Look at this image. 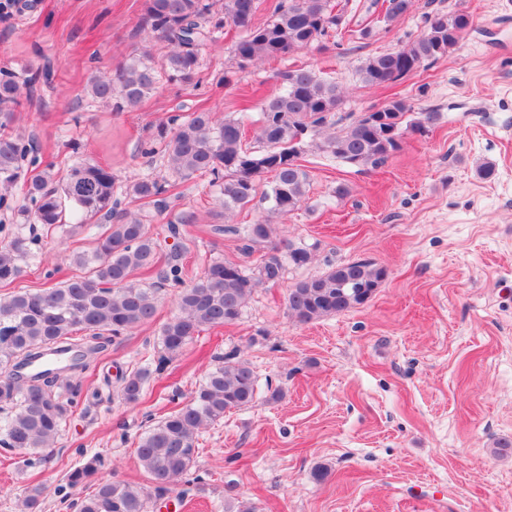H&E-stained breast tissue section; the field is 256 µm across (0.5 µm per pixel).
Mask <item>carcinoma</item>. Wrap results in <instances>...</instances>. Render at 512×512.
<instances>
[{
	"label": "carcinoma",
	"mask_w": 512,
	"mask_h": 512,
	"mask_svg": "<svg viewBox=\"0 0 512 512\" xmlns=\"http://www.w3.org/2000/svg\"><path fill=\"white\" fill-rule=\"evenodd\" d=\"M263 0H143L142 24L171 50L156 62L145 49L115 70L95 75L88 93L112 103L116 111H133L166 83L194 85L203 68L202 48L215 43L224 27L242 32L234 44L240 67L260 59L282 58L330 40H353L371 35L354 29L337 0H273L271 15L255 23ZM381 6L383 29L411 12L414 0H373ZM426 27L401 48L368 58L360 67L371 86L395 83L424 63L448 55L471 30L469 14L438 12L425 16ZM279 91L260 102L258 139L262 149L242 145L246 132L241 118H216L200 109L172 113L149 136L142 153L167 160L169 178L152 175L122 184L112 167L90 160L73 165L65 174L41 156L33 140L10 131L22 100L32 97L38 81H52L49 66L32 74L28 69L0 68V212L17 223V231L0 243V284L24 275V265L40 248L41 239L25 234V224L49 231L79 233L103 224L92 233L93 247L69 256L80 270L52 288L32 292L19 288L0 297V448L28 455L35 466L81 404L80 386L65 375L68 362L82 352V341H110L151 321L161 292L176 291L178 311L160 328V355L155 369H140L120 378L119 393L127 404L138 403L152 373L160 372L206 329L238 320L260 284H277L286 268L313 261L311 250L289 240H272L270 218L302 207L308 198L310 173L300 163L307 148L352 165H377L400 147L405 131L429 134L441 113L428 109L409 117L401 99L362 113L340 133L322 134L328 116L336 111L340 90L308 67L279 74ZM39 172L25 183L23 200L13 186L25 169ZM271 180L261 184L264 176ZM209 176L223 196L224 217L247 207L256 196L267 203V218L240 229L212 226L215 234L240 236L241 251L260 252L256 263L214 259L191 283L184 279L180 255L164 259L151 232L150 210H172L181 200L180 188ZM142 208L122 207V199ZM151 274L148 284L138 279ZM387 271L359 260L330 267L325 273L295 282L286 298L288 314L301 323L347 312L365 304L385 280ZM34 370L23 380L17 369ZM257 377L248 361L235 351L216 357L214 368L185 404L174 408L140 436L139 464L161 493L191 471L202 428L224 420L233 410L253 404ZM103 466L90 458L67 476L76 487ZM151 493L127 481L104 479L77 501L78 512H150Z\"/></svg>",
	"instance_id": "obj_1"
}]
</instances>
